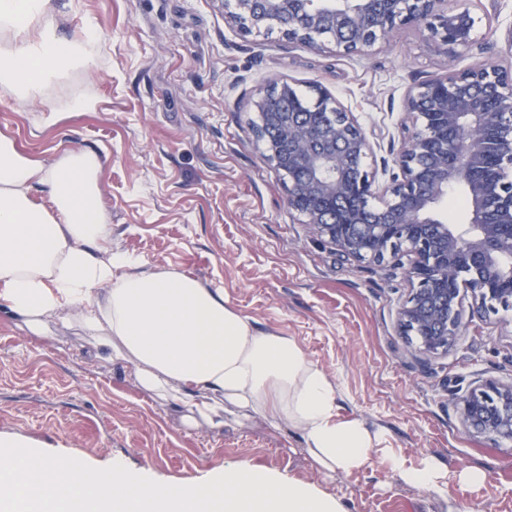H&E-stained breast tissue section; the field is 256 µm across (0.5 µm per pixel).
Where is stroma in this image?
<instances>
[{
  "label": "stroma",
  "mask_w": 512,
  "mask_h": 512,
  "mask_svg": "<svg viewBox=\"0 0 512 512\" xmlns=\"http://www.w3.org/2000/svg\"><path fill=\"white\" fill-rule=\"evenodd\" d=\"M66 5L62 30L101 34L96 64L67 78L97 97L45 129V106L17 104L0 89V134L51 161L72 146L105 159L102 202L112 248L159 270L176 268L224 292V302L263 330L292 337L336 384L340 416L381 437L370 467L322 469L301 434L261 414L225 406L214 425L180 402L141 390L67 314L38 335L0 310V441L81 456L91 466L124 458L160 482L243 462L340 501L345 512H512V443L467 432L457 405L476 381L512 380V309L468 311L447 354L416 357L396 322L409 282L393 257L358 261L313 233L286 203L284 177L267 159L253 124L254 100L285 78L300 92L328 88L372 133L369 169L400 134L413 83L497 62L512 66L506 38L512 0H473L492 36L448 60L412 27L390 43L346 56L277 33H246L216 0H53ZM432 458L450 477L438 495L393 474ZM486 472L467 483L458 471Z\"/></svg>",
  "instance_id": "obj_1"
}]
</instances>
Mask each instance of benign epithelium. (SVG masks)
Wrapping results in <instances>:
<instances>
[{
  "label": "benign epithelium",
  "instance_id": "1",
  "mask_svg": "<svg viewBox=\"0 0 512 512\" xmlns=\"http://www.w3.org/2000/svg\"><path fill=\"white\" fill-rule=\"evenodd\" d=\"M242 30L277 31L313 49L365 53L402 26L454 59L479 38L480 20L458 0H217ZM254 131L274 168L288 177L289 208L346 257L385 258L407 246L411 288L397 311L425 359L448 352L462 335L464 292L483 312L512 308V74L496 64L411 86L407 123L393 168L376 181L367 165L371 135L326 88L302 94L274 82L254 101ZM461 188L468 224L439 216L448 191ZM471 433L512 442V382H481L458 400Z\"/></svg>",
  "mask_w": 512,
  "mask_h": 512
}]
</instances>
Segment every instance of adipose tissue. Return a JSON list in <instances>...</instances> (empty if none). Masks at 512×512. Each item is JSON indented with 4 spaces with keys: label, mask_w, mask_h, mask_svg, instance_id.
<instances>
[{
    "label": "adipose tissue",
    "mask_w": 512,
    "mask_h": 512,
    "mask_svg": "<svg viewBox=\"0 0 512 512\" xmlns=\"http://www.w3.org/2000/svg\"><path fill=\"white\" fill-rule=\"evenodd\" d=\"M99 39L91 23L81 39L64 36L52 0H0V88L23 102L55 97L44 126L62 111L93 110V96L65 90L59 79L92 65ZM102 166L83 147L37 160L0 134V307L35 333L66 312L133 366L142 390L206 421H221L229 404L299 431L325 469L370 466L378 434L339 419L334 382L292 338L259 329L225 304L221 290L185 272L112 250ZM37 188L46 200L34 197ZM388 462L408 483L440 495L448 488V471L434 460L416 468L396 456Z\"/></svg>",
    "instance_id": "obj_1"
}]
</instances>
